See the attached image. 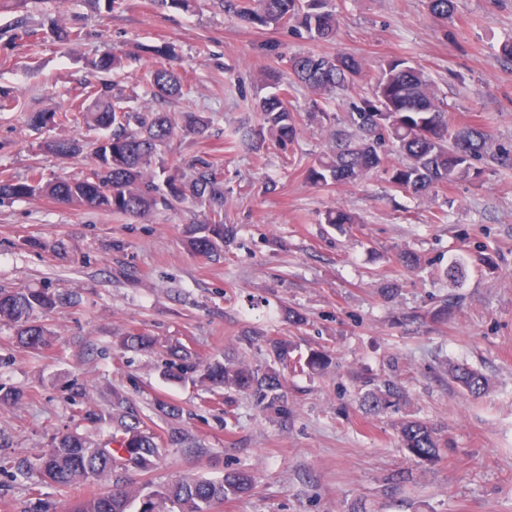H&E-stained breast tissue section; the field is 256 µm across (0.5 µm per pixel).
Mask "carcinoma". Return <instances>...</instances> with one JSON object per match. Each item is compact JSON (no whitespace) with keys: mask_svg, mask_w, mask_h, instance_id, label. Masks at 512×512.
Here are the masks:
<instances>
[{"mask_svg":"<svg viewBox=\"0 0 512 512\" xmlns=\"http://www.w3.org/2000/svg\"><path fill=\"white\" fill-rule=\"evenodd\" d=\"M218 7L248 24L291 27L306 32L313 40H331L340 27V15L332 0H217ZM430 15L448 20L455 11L454 0H426ZM50 34L61 43L81 39L82 31L51 21ZM9 44L40 46L39 31L25 17L0 29V39ZM135 53L157 63L151 71V95L157 102H168L183 95L182 75L172 62L178 60L175 47L162 43L136 44ZM124 67V59L104 54L87 62L90 79L81 95L89 100L62 103L54 109L35 112L31 123L37 129L70 122L80 110L85 126L106 132L94 150L92 166L79 178L42 181L37 174L26 178L0 176V203L46 196L64 204L86 206L115 215L145 218L158 209H170L191 200L205 207L201 222L187 224L184 238L189 249L201 253L207 241L211 249L204 256H218L237 237V225L224 216L226 189L218 165L205 155L193 157L186 170L170 169L160 160L162 148L179 130L194 139L210 136L212 118L203 112L172 114L150 105L132 107L130 96L107 75ZM291 81L285 82L279 71L265 66L256 82L270 89L249 101V109L259 116L255 128L234 132L238 139L255 149L269 143L285 152L298 134L299 116L288 101L289 89L298 84L309 93L310 118L329 122L330 142L306 169L307 180L317 186H348L361 183L379 173L388 182L407 193L425 195L440 185L473 182L482 173L476 163L512 165V158L492 149L490 135L478 126L456 123L452 111L437 99L432 82L406 57H393L379 65L370 92L352 104L343 118L328 112L332 100L353 88L365 76L367 66L360 57L304 54L288 58ZM85 140L70 136L46 142V147L61 159H73L83 153ZM327 224H355L356 218L344 207L334 206L325 213ZM73 302L70 293L48 288L17 291L0 287V321L11 323L19 343L38 351L50 343V334L36 321V313L46 312ZM238 340L248 346L264 348L269 362L263 368L244 363L215 360L204 366L196 361L190 348L180 343L166 346L164 374L180 379L197 374L203 382L222 385L227 391L248 394L264 411L288 415L285 386L288 368L304 364L322 370L331 363L325 352L311 354L306 360L294 356L295 345L284 337L264 336L246 330ZM158 341L139 331L120 337V346L133 350H153ZM448 376L459 392L479 399L489 389L485 374L463 363H452ZM363 409L374 415L398 412L406 403L405 387L393 380L364 381ZM401 447L413 459L436 464L448 446L442 427L429 420L405 416L396 423ZM187 435L173 428L162 437L136 416L122 415L107 444L101 446L83 435L65 433L54 438L43 457V473L59 487L71 488L100 479L121 465L139 472L150 471L167 447H183ZM256 478L246 469L224 474L212 481L182 477L172 485L147 495L130 484L115 483L112 490L77 500L68 512H130L134 500H140L137 512H215L224 501L250 493Z\"/></svg>","mask_w":512,"mask_h":512,"instance_id":"obj_1","label":"carcinoma"}]
</instances>
